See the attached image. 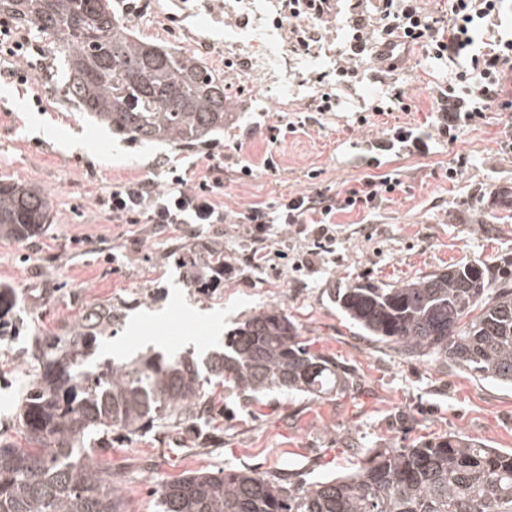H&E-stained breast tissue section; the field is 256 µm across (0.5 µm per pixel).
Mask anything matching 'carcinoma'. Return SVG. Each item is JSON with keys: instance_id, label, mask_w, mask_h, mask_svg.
Masks as SVG:
<instances>
[{"instance_id": "obj_1", "label": "carcinoma", "mask_w": 512, "mask_h": 512, "mask_svg": "<svg viewBox=\"0 0 512 512\" xmlns=\"http://www.w3.org/2000/svg\"><path fill=\"white\" fill-rule=\"evenodd\" d=\"M2 13L50 38L67 99L132 140L192 147L233 120L220 74L193 53L137 38L110 0H0ZM50 210L40 188L0 183V237L35 236ZM336 305L363 335L410 357L512 386L510 259L495 273L484 263L450 265L397 286L357 279L336 291ZM18 316L13 291L0 285V322ZM110 329L112 307L96 306L24 348L33 377L16 420L27 446L0 440V512H126L118 482L83 440L208 418L194 358L115 360L103 352ZM203 363L248 400L356 386L274 308L225 335ZM364 455L351 473L303 484L237 468L189 473L160 486L159 512H512V452L450 433Z\"/></svg>"}]
</instances>
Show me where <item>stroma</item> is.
<instances>
[{
    "instance_id": "35a3bbf8",
    "label": "stroma",
    "mask_w": 512,
    "mask_h": 512,
    "mask_svg": "<svg viewBox=\"0 0 512 512\" xmlns=\"http://www.w3.org/2000/svg\"><path fill=\"white\" fill-rule=\"evenodd\" d=\"M214 0H184L171 39L155 25L149 0L130 3L126 19L136 36L175 43L224 74L235 119L207 144L182 148L141 144L113 134L79 112L60 89L61 64L48 40L22 68L27 83L0 80V182L21 181L45 191L52 215L44 231L18 241L0 238V285L13 289L21 319L0 328V439L22 443L13 425L21 386L31 371L22 351L30 336L52 334L97 304L116 316L108 350L135 357L142 342L161 352H210L251 314L282 310L295 320L303 341L334 357L361 384L360 390L323 394L261 395L248 401L222 378L205 390L214 403L209 437H198L189 421L166 422L133 435L113 431L102 439L101 459L120 481L126 512H157L163 482L227 466L304 482L344 474L364 463L365 448H399L421 438L454 433L512 451V388L478 381L432 358H409L395 347L359 336L337 309L336 289L362 277L399 285L448 265L512 259V152L503 148L506 113L489 110L464 127L456 143L437 131L435 88L449 76L415 48L400 81L412 110L401 122L428 135L425 155L397 154L393 172L401 191L382 201L373 215H337L336 251L316 269L294 270L306 249L301 238L282 237L286 259L255 270L240 265L218 285L204 288L205 255L184 262L195 237L215 239L225 252L244 254L250 244L235 219L253 203L317 187L340 189L366 170L344 158L357 138H384L382 123H358L389 88L370 83L369 61L344 81L319 75L322 92L335 97L332 111L313 115V105L258 102L238 91L224 69V22L208 10ZM306 120L304 131L270 141L271 126ZM224 162L226 224H206L194 234L161 233L150 224L112 223L100 205L113 186L137 180L165 184L169 165L196 180L210 157ZM273 158L276 173L266 172ZM251 163L253 174L239 173ZM457 167L455 178L445 171ZM495 209H485L490 195Z\"/></svg>"
}]
</instances>
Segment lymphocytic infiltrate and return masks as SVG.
Segmentation results:
<instances>
[{
    "label": "lymphocytic infiltrate",
    "instance_id": "lymphocytic-infiltrate-1",
    "mask_svg": "<svg viewBox=\"0 0 512 512\" xmlns=\"http://www.w3.org/2000/svg\"><path fill=\"white\" fill-rule=\"evenodd\" d=\"M503 2L448 0L447 13L432 15L414 0H381L375 25L379 40L398 38L423 46L428 56L454 66L451 81L436 92L442 107L438 133L449 142L492 107L512 109V28L503 25ZM327 9L328 0H288V24L299 43L317 40L310 23ZM400 187L395 174L367 175L333 194L318 188L274 204H253L238 218L252 242L245 260L253 268L264 267L271 257L269 231L284 224L308 243L302 267L315 268L333 251L337 214L370 212ZM223 194L224 164L217 161L193 184L175 173L162 187L150 180L115 186L103 205L119 223L180 232L188 224L227 223Z\"/></svg>",
    "mask_w": 512,
    "mask_h": 512
}]
</instances>
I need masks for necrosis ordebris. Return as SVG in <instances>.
Returning <instances> with one entry per match:
<instances>
[{
	"label": "necrosis or debris",
	"instance_id": "obj_1",
	"mask_svg": "<svg viewBox=\"0 0 512 512\" xmlns=\"http://www.w3.org/2000/svg\"><path fill=\"white\" fill-rule=\"evenodd\" d=\"M223 9L234 19L224 31V64L238 74L241 89L284 101L316 95L310 71L332 60L337 48L299 45L288 31V0H224Z\"/></svg>",
	"mask_w": 512,
	"mask_h": 512
}]
</instances>
